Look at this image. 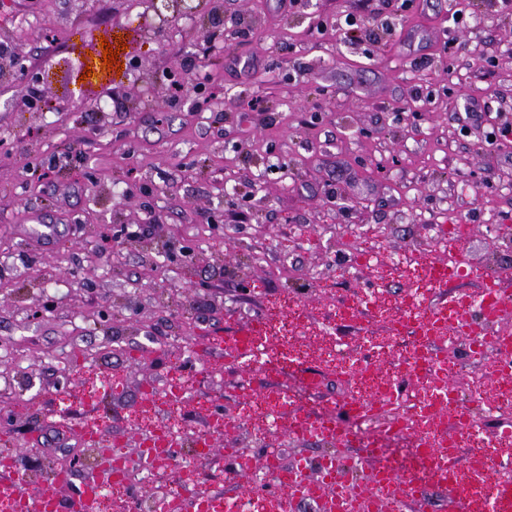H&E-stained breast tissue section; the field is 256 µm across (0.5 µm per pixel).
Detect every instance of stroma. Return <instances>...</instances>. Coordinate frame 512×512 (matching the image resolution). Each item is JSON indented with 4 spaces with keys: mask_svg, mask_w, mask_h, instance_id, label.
<instances>
[{
    "mask_svg": "<svg viewBox=\"0 0 512 512\" xmlns=\"http://www.w3.org/2000/svg\"><path fill=\"white\" fill-rule=\"evenodd\" d=\"M400 3L206 0L162 22L151 0H0V44L54 67L39 108L24 75L0 72V453L26 480L82 454L79 426L131 454L156 426L191 441L227 411L240 432L186 458L240 495L223 447L285 462L326 450L289 441L286 423L263 429L261 362L321 413L347 385L305 396V371L327 368L333 340L361 346L333 318L341 302L375 293L364 318L385 340L431 243L456 241L474 275L430 306L512 269V141L496 136L512 125V19L498 0ZM372 11L395 32L344 41L346 15ZM233 18L248 39L227 32ZM104 39L123 69L89 78L114 92L95 112L69 102L60 63ZM257 314L273 344L225 368V327ZM174 379L180 407L146 402ZM115 382L123 394L102 396Z\"/></svg>",
    "mask_w": 512,
    "mask_h": 512,
    "instance_id": "35a3bbf8",
    "label": "stroma"
}]
</instances>
